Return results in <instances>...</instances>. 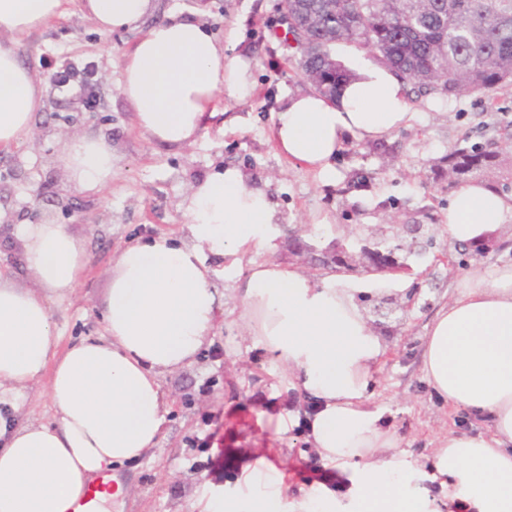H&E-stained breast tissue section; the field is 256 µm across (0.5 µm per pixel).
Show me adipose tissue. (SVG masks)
<instances>
[{
    "instance_id": "obj_1",
    "label": "adipose tissue",
    "mask_w": 512,
    "mask_h": 512,
    "mask_svg": "<svg viewBox=\"0 0 512 512\" xmlns=\"http://www.w3.org/2000/svg\"><path fill=\"white\" fill-rule=\"evenodd\" d=\"M63 0H0V147L31 137L43 88L22 63L15 36L61 13ZM151 0H85L103 31L140 29L119 61L120 92L137 127L164 146L192 145L224 91L250 87L249 66L225 60L192 17L143 27ZM334 99L289 95L272 138L289 161L328 173L344 139L378 141L408 118L406 88L385 67L354 62ZM75 187L102 190L112 147L86 134L64 145ZM185 237L160 235L124 248L106 275V334L60 347L49 301L75 292L86 258L64 225L20 224L21 261L39 292L0 275V512H75L87 489L113 467L156 444L169 408L159 378L190 364L214 327L217 291L208 256L231 265L249 257L235 297L241 334L271 354L289 385L313 403L307 441L354 486L356 512H429L413 486L415 469L369 386L386 347L354 300L357 283L313 278L276 259L281 220L271 197L238 168L195 182L183 203ZM512 223V198L470 183L448 200L445 231L459 245ZM266 260H258V253ZM424 374L440 401L488 420L490 435L448 430L428 458L450 501L477 512H512V263L468 275L434 317ZM48 379L55 413L20 423L32 387ZM288 464L245 469L243 495L198 500V512H336L328 495L286 504Z\"/></svg>"
}]
</instances>
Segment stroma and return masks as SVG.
<instances>
[{
    "label": "stroma",
    "instance_id": "1",
    "mask_svg": "<svg viewBox=\"0 0 512 512\" xmlns=\"http://www.w3.org/2000/svg\"><path fill=\"white\" fill-rule=\"evenodd\" d=\"M279 0H153L147 24L171 15H195L223 46L227 57L250 64L245 98L219 96L193 145L176 149L155 143L136 127L133 109L120 93L118 61L139 36L135 30L99 31L83 12L82 0H64L62 13L16 39L21 61L45 89V107L35 134L0 149V273L19 285L35 282L20 260L15 227L40 218L65 225L81 243L86 266L70 296L50 303L62 345L104 335L102 301L106 271L128 243L162 234L178 236L186 218L179 204L189 186L234 166L263 187L284 220L277 258L291 262V234L329 240L337 229L360 234L374 224H427L436 240L432 253L411 260L406 272L382 274L383 288L356 302L370 321H382L387 352L370 384L371 402L388 411L402 449L424 460L438 435L454 428L475 434L488 423L445 405L422 372L423 349L439 307L453 298L466 275L512 262V223L496 233L492 247L464 253L443 231L449 193L430 178L431 168L463 139H497L512 126V86L460 97L408 93V124L390 134L389 154L369 142L347 138L330 177L298 168L280 156L272 140L273 116L288 94L310 91L299 67L300 53L283 42ZM69 56L96 65L93 100L63 95L41 61ZM102 135L112 145V180L100 191L74 187L63 155L73 137ZM366 186L341 196L340 184L353 173ZM329 214L331 224H317ZM212 282L222 293L216 324L194 362L160 378L171 402L156 445L118 467L123 493L110 512H197L200 498L221 500L241 489V472L258 460L246 456L258 438L284 449L291 469L288 497L300 490L334 488L341 512L350 498L336 486L331 469L306 444L308 401L280 379V368L261 349L241 341L235 324V274L223 259H210ZM290 416L288 433L276 435L278 416Z\"/></svg>",
    "mask_w": 512,
    "mask_h": 512
}]
</instances>
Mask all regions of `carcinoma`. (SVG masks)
Instances as JSON below:
<instances>
[{"label": "carcinoma", "instance_id": "obj_1", "mask_svg": "<svg viewBox=\"0 0 512 512\" xmlns=\"http://www.w3.org/2000/svg\"><path fill=\"white\" fill-rule=\"evenodd\" d=\"M280 9L303 74L324 96L351 76L341 61L327 62L323 45L333 39L368 50L420 93L458 97L512 83V0H280ZM506 149L463 140L443 159L448 189L498 169ZM401 242L406 255H418L390 226L378 238L383 251Z\"/></svg>", "mask_w": 512, "mask_h": 512}]
</instances>
